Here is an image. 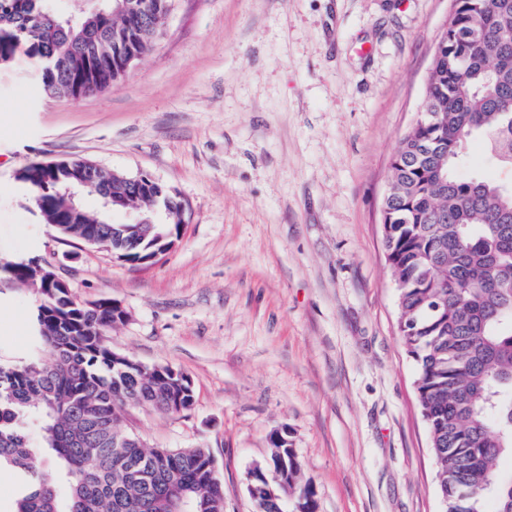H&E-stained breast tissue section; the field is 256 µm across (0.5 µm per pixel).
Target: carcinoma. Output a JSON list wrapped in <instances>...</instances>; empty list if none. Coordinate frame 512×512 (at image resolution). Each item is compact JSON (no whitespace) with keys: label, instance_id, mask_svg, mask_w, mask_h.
I'll use <instances>...</instances> for the list:
<instances>
[{"label":"carcinoma","instance_id":"1","mask_svg":"<svg viewBox=\"0 0 512 512\" xmlns=\"http://www.w3.org/2000/svg\"><path fill=\"white\" fill-rule=\"evenodd\" d=\"M171 0H98L80 17L64 18L49 0H0V61L25 48L37 60L40 89L77 98L114 87L127 60L152 52L164 34ZM424 116L400 139L384 197L389 232L384 248L397 292L398 332L413 358L422 417L444 512H512V478L498 460L512 454V184L462 177L469 140L512 170V0H456L429 64L421 98ZM81 177L105 196L121 190L146 217L160 221L142 237L108 223L110 213L69 205L67 188ZM24 185L40 197L44 223L68 238L137 262L155 234L173 241L182 211L153 209L174 197L152 186L129 190L121 174L60 160L26 169ZM37 290L33 339L54 363L0 364V470L18 478L14 512H224V486L206 448H156L123 428L126 408L166 413L190 409L188 377L167 367H132L105 342L116 323L105 301L74 303L18 261L10 274ZM36 422L40 442L26 422ZM273 432L263 469L288 457V486L302 512H315L313 486ZM54 465H33L39 452ZM250 492L256 512H288L286 491Z\"/></svg>","mask_w":512,"mask_h":512}]
</instances>
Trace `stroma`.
<instances>
[{
    "label": "stroma",
    "mask_w": 512,
    "mask_h": 512,
    "mask_svg": "<svg viewBox=\"0 0 512 512\" xmlns=\"http://www.w3.org/2000/svg\"><path fill=\"white\" fill-rule=\"evenodd\" d=\"M451 0H176L114 88L46 99L24 51L0 65V259L53 265L80 302L127 313L112 351L189 376L192 408H127L151 447H200L224 512L288 432L316 512H441L398 334L381 209ZM83 159L147 173L185 204L158 259L75 247L18 173ZM32 288L0 279V363L34 353Z\"/></svg>",
    "instance_id": "1"
}]
</instances>
